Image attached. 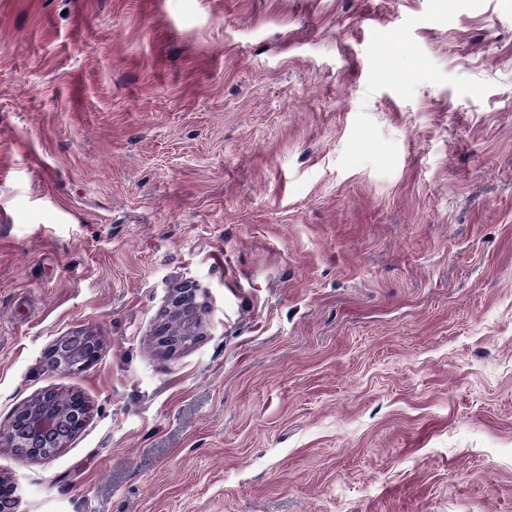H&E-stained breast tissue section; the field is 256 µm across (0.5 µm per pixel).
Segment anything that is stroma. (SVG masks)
I'll use <instances>...</instances> for the list:
<instances>
[{"mask_svg": "<svg viewBox=\"0 0 512 512\" xmlns=\"http://www.w3.org/2000/svg\"><path fill=\"white\" fill-rule=\"evenodd\" d=\"M48 389L15 512H512V0H0V429ZM195 288H181L172 302L170 321L156 334L159 346L167 351H175L193 336H199L200 317ZM99 350V341L94 336L63 337L49 348L46 362L56 371L79 372L97 360ZM56 391L47 390L35 400L18 410L11 419L6 431L0 430L1 447L25 448L27 458L40 459L51 455L45 452L48 448L62 447L71 434L79 431L90 415V407L86 400L78 395L77 405L64 412H43L40 409H31L45 398H50ZM67 428V432L63 429Z\"/></svg>", "mask_w": 512, "mask_h": 512, "instance_id": "obj_1", "label": "stroma"}]
</instances>
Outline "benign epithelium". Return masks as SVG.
Masks as SVG:
<instances>
[{
  "instance_id": "obj_1",
  "label": "benign epithelium",
  "mask_w": 512,
  "mask_h": 512,
  "mask_svg": "<svg viewBox=\"0 0 512 512\" xmlns=\"http://www.w3.org/2000/svg\"><path fill=\"white\" fill-rule=\"evenodd\" d=\"M197 310L196 289H180L172 302L170 321L157 333L159 346L167 351H175L199 335L200 317ZM99 350V341L93 336L63 337L49 348L46 362L56 371L79 372L97 360ZM53 395L54 391L47 390L18 410L7 429L0 430V445L24 448L27 457L40 459L50 455L48 449L63 446L72 433L79 431L90 415L86 400L80 396L77 405L59 413L35 408V404Z\"/></svg>"
}]
</instances>
